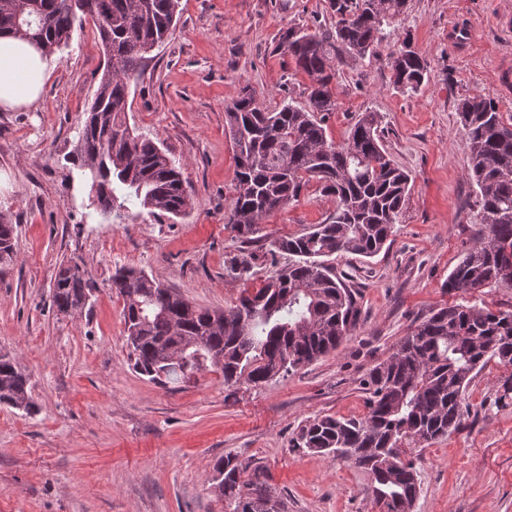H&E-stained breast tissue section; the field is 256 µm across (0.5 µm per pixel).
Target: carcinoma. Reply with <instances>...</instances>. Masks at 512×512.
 Instances as JSON below:
<instances>
[{"label":"carcinoma","instance_id":"1","mask_svg":"<svg viewBox=\"0 0 512 512\" xmlns=\"http://www.w3.org/2000/svg\"><path fill=\"white\" fill-rule=\"evenodd\" d=\"M0 0V35L36 44L52 55L69 45L76 22L93 21L107 56L88 116L72 154L76 177L89 186L90 207L112 214L127 203L173 218L190 207L181 171L153 141L134 134L126 120L131 83L145 55L172 35L179 0ZM407 0H330L334 20L314 31L291 27L278 47L311 81L307 104L270 112L249 93L224 113L236 164V195L227 223L248 240L271 213L299 200L314 181L334 197L329 222L298 236L270 242L289 256L288 266L244 291L228 311L203 308L142 270L119 267L111 290L124 300L123 320L134 367L159 380L181 369L165 362L180 349L189 369L207 361L224 386L254 385L296 371L336 351L360 318L358 291L336 275L337 254L366 257L392 242L395 224L412 186L381 136L377 112L358 116L348 138H327L336 110V67L370 58L404 13ZM405 38L391 53L393 86L415 93L428 79L422 57ZM457 109L470 152L468 176L477 186L482 230L444 283L446 292L473 293L512 285V121L482 96ZM14 225L0 223V262L12 259ZM254 256L241 253L229 270L250 272ZM92 295L78 264L59 266L53 289L58 312L82 311ZM512 367V310L477 304L444 305L404 336L395 350L362 380L367 412L362 418L324 416L299 432L298 447L351 462L371 477L382 512H411L419 493L418 471L402 448L432 444L457 430L467 413L465 393L488 363ZM0 405L36 412L29 376L0 357ZM224 512H277L268 488L242 482L233 455L218 460Z\"/></svg>","mask_w":512,"mask_h":512}]
</instances>
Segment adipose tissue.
Masks as SVG:
<instances>
[{
  "label": "adipose tissue",
  "mask_w": 512,
  "mask_h": 512,
  "mask_svg": "<svg viewBox=\"0 0 512 512\" xmlns=\"http://www.w3.org/2000/svg\"><path fill=\"white\" fill-rule=\"evenodd\" d=\"M48 61L41 49L10 35L0 37V108L34 103L46 79Z\"/></svg>",
  "instance_id": "obj_1"
}]
</instances>
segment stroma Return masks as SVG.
Instances as JSON below:
<instances>
[{
  "label": "stroma",
  "instance_id": "1",
  "mask_svg": "<svg viewBox=\"0 0 512 512\" xmlns=\"http://www.w3.org/2000/svg\"><path fill=\"white\" fill-rule=\"evenodd\" d=\"M507 12L512 0H407L377 56L341 67L329 137L343 142L358 114L380 113L386 149L413 187L388 248L334 262L360 291L353 335L294 374L233 393L211 365L161 383L138 374L109 280L115 267L139 268L224 310L287 264L270 255V240L327 222L335 201L310 184L266 219L248 275L227 269L241 243L224 221L235 194L225 109L245 88L270 111L306 104L310 80L276 44L288 27L330 23L329 0H180L176 29L143 60L128 112L183 173L191 208L176 219L139 206L87 217L88 191L71 180L67 155L104 57L92 21L75 28L39 100L0 109V217L16 236L13 260L0 263V353L29 375L37 405L32 414L0 405V512H224L214 465L228 455L248 462L243 482L264 483L284 512H380L366 472L298 448V432L321 416L363 417V377L431 309H512V288L442 289L481 230L457 104L480 95L512 115V93L498 81L512 64V29L498 23ZM458 26L469 42L449 40ZM404 36L428 67L414 94L391 83L390 53ZM71 260L96 287L73 317L51 302L56 271ZM507 375L488 364L468 388L462 427L414 449L413 512H512V404L495 402Z\"/></svg>",
  "mask_w": 512,
  "mask_h": 512
}]
</instances>
